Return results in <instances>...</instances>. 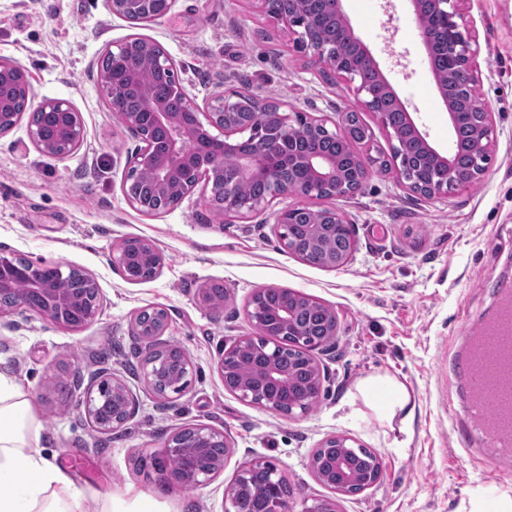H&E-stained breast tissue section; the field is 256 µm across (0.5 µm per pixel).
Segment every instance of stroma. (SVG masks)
Wrapping results in <instances>:
<instances>
[{
    "label": "stroma",
    "mask_w": 512,
    "mask_h": 512,
    "mask_svg": "<svg viewBox=\"0 0 512 512\" xmlns=\"http://www.w3.org/2000/svg\"><path fill=\"white\" fill-rule=\"evenodd\" d=\"M467 7L478 46L476 89L496 130L485 177L425 200L393 172H370L362 192L336 202L355 225L357 248L343 267L329 269L281 247L273 214L297 204L291 194L236 222L211 211L200 190L155 217L133 209L125 178L139 142L106 105L96 68L131 27L106 0H0V58L20 64L38 96L70 101L85 124L83 143L64 160L33 147L25 126L0 137V246L87 271L103 302L97 321L79 330L36 314L16 329L12 315L0 316V368L31 394L46 452L111 491L120 512H225L229 486L256 458L282 469L292 512L331 499L337 512H512V488L451 436L464 401L448 383L453 339L490 318L499 283L512 273V0H468ZM343 8L416 124L447 151L448 111L407 0H343ZM141 33L175 58L199 102L247 88L332 120L357 103L345 82L310 66L258 0H175L166 18ZM133 236L155 241L165 255L160 272L140 283L111 262ZM214 283L228 292L219 314L198 298ZM269 286L307 294L338 317L334 349L313 353L325 371L318 404L295 418L242 401L217 370L222 341L252 332L248 302ZM148 306L167 309L165 338L192 365L186 393L171 403L137 378L144 344L133 316ZM97 369L120 373L139 397L136 416L109 435L93 430L77 395L56 388L72 383L74 372ZM375 375L398 379L411 394L408 447H391L392 432L370 408L347 414L357 382ZM191 424L230 438L223 473L196 488L161 483L146 458ZM331 435L378 455L383 472L375 486L339 497L316 479L311 455Z\"/></svg>",
    "instance_id": "1"
}]
</instances>
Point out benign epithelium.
I'll return each instance as SVG.
<instances>
[{"instance_id":"1","label":"benign epithelium","mask_w":512,"mask_h":512,"mask_svg":"<svg viewBox=\"0 0 512 512\" xmlns=\"http://www.w3.org/2000/svg\"><path fill=\"white\" fill-rule=\"evenodd\" d=\"M112 14L132 24L136 15L143 14L152 21L165 18L172 10L175 0H107ZM324 11L337 18L344 33L354 35L350 47L318 39L320 19L307 15L300 20L292 14L268 15L272 22L282 26L294 37L296 46L313 66L322 73H330L353 87L358 109L338 114L334 121L336 137L347 136L351 116L364 109L379 117L391 139L388 169L395 172L398 183L412 194L425 199H441L462 187L456 182L459 155L456 150L440 153L430 145L426 134L416 125L411 113L395 93L394 89L369 53L361 37L355 35L354 27L342 9V0H320ZM417 23H422L430 11L441 14L448 30V59L454 65L452 82L455 91L464 99L468 115L477 124L474 147L469 154L472 160L473 180L481 181L487 172V164L495 142L492 114L477 98L474 88L478 81L477 43L468 29L464 0H410ZM159 46L154 40L130 37L107 48L97 62L99 86L102 96L111 110L122 111V123L128 131L142 141L129 162L127 177L145 175L154 183L158 199L152 210L165 213L174 209L182 199L203 185L208 206L224 215V219H243L263 210L276 196L294 194L301 198L322 197L331 199L351 198L364 185L365 174L375 157L357 150L345 160L325 155L317 150L303 149L298 161L308 170L313 190L296 189L284 181L275 168L270 153L280 132L299 125L315 136L327 131L326 120L311 116L281 100L267 112H244L242 107L249 101L256 107L264 104V98L253 93L234 92L229 95L215 92L199 106L186 91L179 77V65L166 52L155 55L159 70L170 76V96L181 105V111L173 112L157 98L137 69L134 51L149 53ZM373 70L379 81L374 88L364 79V69ZM438 92L448 109L450 132H456L461 113L456 105L448 101L447 88L437 83ZM22 101L30 112L51 113L57 120L56 135L44 137L40 123L27 121L30 143L40 152L58 159L71 156L85 137V125L81 112L67 100L38 97L27 79L25 70L12 60L0 59V136L12 132L22 121L23 114L16 111V103ZM403 114L405 129L395 131L390 127L388 112ZM414 140L424 158L437 165L443 178L424 184L410 173L408 140ZM197 167L198 176L193 183L183 178V172ZM263 177L271 186V193L262 199L242 200L237 196L234 183ZM304 214L313 215L307 236L292 238L281 233L285 224H296ZM274 224L281 246L288 252L309 263H323L336 268L348 262L355 247L354 226L345 214L336 208L315 209L306 203L282 209L275 213ZM342 224L346 241L341 257L320 252L322 241L336 237V225ZM151 265L157 269L163 265V256L151 240L130 237L122 242L113 254L112 264L124 279L136 280L133 262ZM45 263L32 260L18 262L14 254L0 249V297L10 295L9 303H0V315L16 313L24 316L35 313L70 328H82L97 320L102 307L99 288L95 278L80 270L75 274H58L53 278L44 276ZM26 280L27 288L20 293L15 280ZM276 291L266 287L256 291L249 302L247 316L254 332L237 336L223 344L217 369L224 381V388L269 413L295 417L307 413L306 400L319 397L322 391L323 373L319 363L310 355L316 349L335 346L337 316L333 309L320 308L318 329L310 331L301 324L300 307L288 305L276 312L275 319L261 320L262 306L267 295ZM155 323L148 337L143 358L144 385L159 399L169 400V393L161 384L162 379L172 381L171 387L183 392L187 377L191 373L189 360L175 362L169 359L172 343L161 342L166 334L169 317L165 309H151ZM295 341L305 349L300 359L302 369L307 372L308 390L303 397L284 400L279 392L291 384V369L281 364L283 346L286 341ZM249 355L255 362L254 377L245 382L234 376L237 360ZM80 390L78 407L92 426L101 434H110L123 427L138 411L136 393L128 383L116 374L93 375L88 382L76 379ZM349 438L331 436L315 449L310 466L316 478L325 486L341 495L358 494L373 486L381 477V463L364 474L346 453ZM230 448L227 435L210 425L194 424L173 433L163 450L149 457L151 466L164 479H171L185 487L201 486L224 470V457ZM249 468L265 472L266 479L254 490L249 486L250 473L241 471L228 489L233 512H246L242 508L239 493L250 491L258 506L252 512H286L287 483L278 468L264 459L251 462Z\"/></svg>"}]
</instances>
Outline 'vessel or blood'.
<instances>
[{
    "mask_svg": "<svg viewBox=\"0 0 512 512\" xmlns=\"http://www.w3.org/2000/svg\"><path fill=\"white\" fill-rule=\"evenodd\" d=\"M449 382H460L466 403L456 414L451 434L464 443L481 429L478 450L492 471L512 475V290L500 289L487 321L464 328Z\"/></svg>",
    "mask_w": 512,
    "mask_h": 512,
    "instance_id": "b4317fda",
    "label": "vessel or blood"
}]
</instances>
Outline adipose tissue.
Masks as SVG:
<instances>
[{
	"instance_id": "adipose-tissue-1",
	"label": "adipose tissue",
	"mask_w": 512,
	"mask_h": 512,
	"mask_svg": "<svg viewBox=\"0 0 512 512\" xmlns=\"http://www.w3.org/2000/svg\"><path fill=\"white\" fill-rule=\"evenodd\" d=\"M356 392L357 399L347 403L353 415L358 402L384 393L374 410L381 421L398 424L392 447H408L413 409L406 386L378 375L362 379ZM0 512H113L111 492L83 484L43 452L33 399L5 370H0Z\"/></svg>"
}]
</instances>
